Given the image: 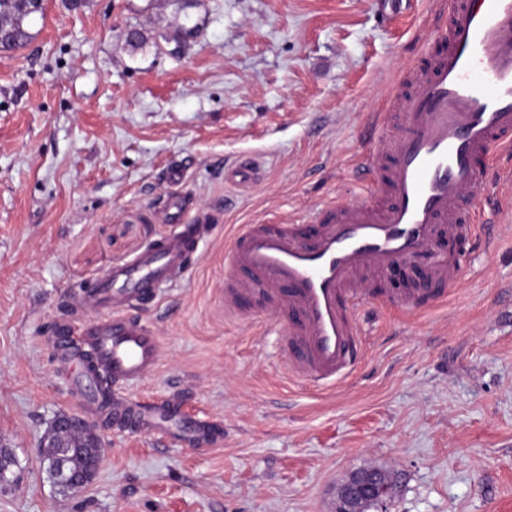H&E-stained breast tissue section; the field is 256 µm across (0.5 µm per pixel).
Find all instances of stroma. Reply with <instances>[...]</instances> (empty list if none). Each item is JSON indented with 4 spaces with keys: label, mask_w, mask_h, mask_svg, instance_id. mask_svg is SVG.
Listing matches in <instances>:
<instances>
[{
    "label": "stroma",
    "mask_w": 512,
    "mask_h": 512,
    "mask_svg": "<svg viewBox=\"0 0 512 512\" xmlns=\"http://www.w3.org/2000/svg\"><path fill=\"white\" fill-rule=\"evenodd\" d=\"M23 48L0 51V512H336L360 468L396 474L386 512H512V221L468 254L433 307L363 310L346 383L292 378L254 317L224 309V245L242 224L299 221L367 193L357 155L390 77L445 25L438 0H45ZM144 42H127V30ZM258 155L255 183L224 170ZM184 173L169 181L170 166ZM210 225L182 282L139 314L161 363L136 398L182 399L224 423L202 454L91 417L106 448L82 491L53 483L39 440L81 414L59 321L112 265L180 232L171 192Z\"/></svg>",
    "instance_id": "1"
}]
</instances>
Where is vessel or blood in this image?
Listing matches in <instances>:
<instances>
[{
    "label": "vessel or blood",
    "mask_w": 512,
    "mask_h": 512,
    "mask_svg": "<svg viewBox=\"0 0 512 512\" xmlns=\"http://www.w3.org/2000/svg\"><path fill=\"white\" fill-rule=\"evenodd\" d=\"M437 45L424 65L393 81L387 111L370 123L366 159L376 199L332 204L298 224H246L224 249L227 309L255 300L270 308L293 377L331 386L347 379L364 357L359 309L439 302L462 272L461 254L477 236L488 198V172L500 156H512V0H452ZM393 112L401 130L390 136ZM224 178L256 182L258 163L243 156ZM205 230L184 225L112 266L78 298L97 318L77 336L57 325L55 339L63 360L83 364L86 350L95 354L93 369L72 381L86 412L138 432L176 435L202 452L221 443L210 423L177 400L144 403L122 388L160 360L159 339L135 309L180 282ZM398 265L418 269L426 287L395 300L361 287L363 275ZM101 371L111 375L112 393L100 391Z\"/></svg>",
    "instance_id": "obj_1"
}]
</instances>
